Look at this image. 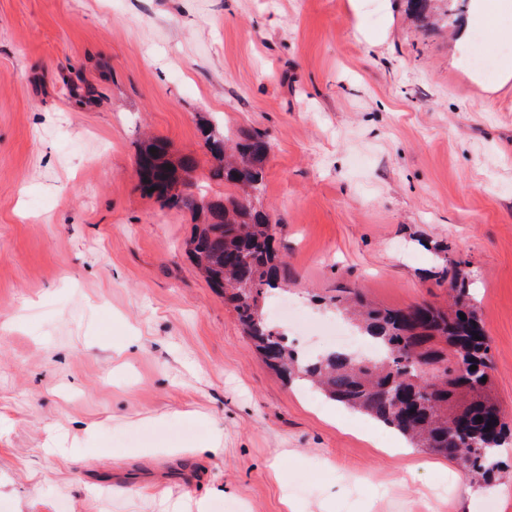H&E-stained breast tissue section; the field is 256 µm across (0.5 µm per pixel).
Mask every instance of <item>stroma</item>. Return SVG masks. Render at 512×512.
<instances>
[{"instance_id": "obj_1", "label": "stroma", "mask_w": 512, "mask_h": 512, "mask_svg": "<svg viewBox=\"0 0 512 512\" xmlns=\"http://www.w3.org/2000/svg\"><path fill=\"white\" fill-rule=\"evenodd\" d=\"M471 7L0 0V512H512V447L480 490L272 370L198 273L193 214L135 171L152 136L195 156L209 200L235 198L201 128L266 133L271 297L315 324L349 289L444 304L438 268L468 262L512 414V81L486 86L500 48L456 50Z\"/></svg>"}]
</instances>
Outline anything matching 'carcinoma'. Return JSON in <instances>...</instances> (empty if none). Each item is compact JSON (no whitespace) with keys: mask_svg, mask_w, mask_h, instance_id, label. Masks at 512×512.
<instances>
[{"mask_svg":"<svg viewBox=\"0 0 512 512\" xmlns=\"http://www.w3.org/2000/svg\"><path fill=\"white\" fill-rule=\"evenodd\" d=\"M202 138L217 162L211 177L235 186L246 199L207 201L192 186L180 185L179 172H192L196 158L184 155L174 163L167 143L157 139L137 150L140 187L162 207L195 215L190 242L195 264L224 292L265 362L310 383L326 399L394 429L413 447L454 459L477 488L493 487L500 449L512 447V424L490 417L497 403L490 382L482 381L490 377L489 340L469 292V264L452 261L438 272L453 292L448 308L379 309L357 290L334 301L358 335L375 345L377 356L366 358L347 349L300 353L262 305L279 288L285 271L275 247L276 225L252 205L263 190V163L272 144L258 131L231 144L211 124L203 126Z\"/></svg>","mask_w":512,"mask_h":512,"instance_id":"obj_1","label":"carcinoma"}]
</instances>
